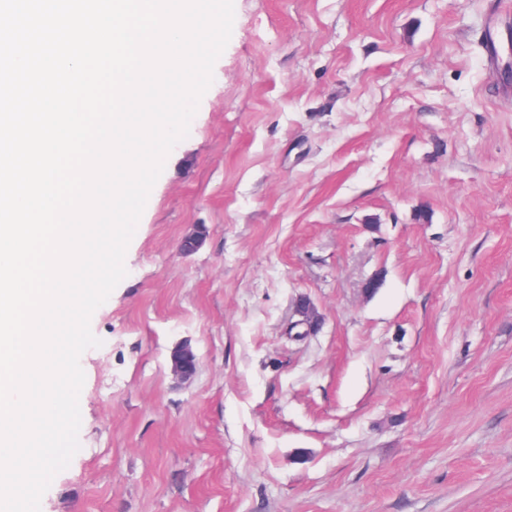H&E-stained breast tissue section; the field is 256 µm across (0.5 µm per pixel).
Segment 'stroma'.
I'll return each instance as SVG.
<instances>
[{
  "instance_id": "obj_1",
  "label": "stroma",
  "mask_w": 512,
  "mask_h": 512,
  "mask_svg": "<svg viewBox=\"0 0 512 512\" xmlns=\"http://www.w3.org/2000/svg\"><path fill=\"white\" fill-rule=\"evenodd\" d=\"M234 9L40 512H512V0ZM198 370V358L194 350L188 345L175 349L171 355V372L181 380H189Z\"/></svg>"
}]
</instances>
